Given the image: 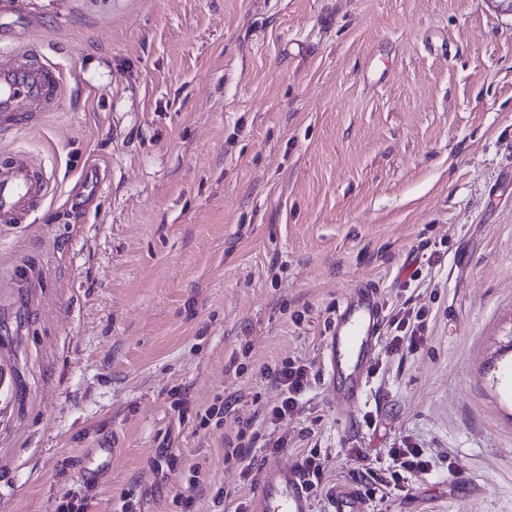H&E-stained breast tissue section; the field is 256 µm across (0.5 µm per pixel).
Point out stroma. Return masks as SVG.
<instances>
[{"label":"stroma","instance_id":"1","mask_svg":"<svg viewBox=\"0 0 512 512\" xmlns=\"http://www.w3.org/2000/svg\"><path fill=\"white\" fill-rule=\"evenodd\" d=\"M0 43L46 53L65 106L0 158L52 191L0 226V512H233L224 446L261 377L313 365L267 459L431 462L373 512H512V16L487 0H14ZM104 190L79 194L88 170ZM362 285L426 315L414 352L332 404L326 322ZM229 404L221 423L200 414ZM312 436H305V429ZM113 449L105 482L78 479Z\"/></svg>","mask_w":512,"mask_h":512}]
</instances>
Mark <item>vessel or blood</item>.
Instances as JSON below:
<instances>
[{"instance_id":"vessel-or-blood-1","label":"vessel or blood","mask_w":512,"mask_h":512,"mask_svg":"<svg viewBox=\"0 0 512 512\" xmlns=\"http://www.w3.org/2000/svg\"><path fill=\"white\" fill-rule=\"evenodd\" d=\"M63 75L36 50L15 54L10 65H0V125L26 129L35 113L63 103ZM47 183L32 165L0 162V225L27 223L47 198ZM384 316L374 294L359 292L338 307L323 353L328 379L352 380V396L366 393V364L381 342ZM327 512H371L370 501L359 490L339 485L327 497ZM254 512H313L311 493L300 472L267 460L261 468Z\"/></svg>"}]
</instances>
